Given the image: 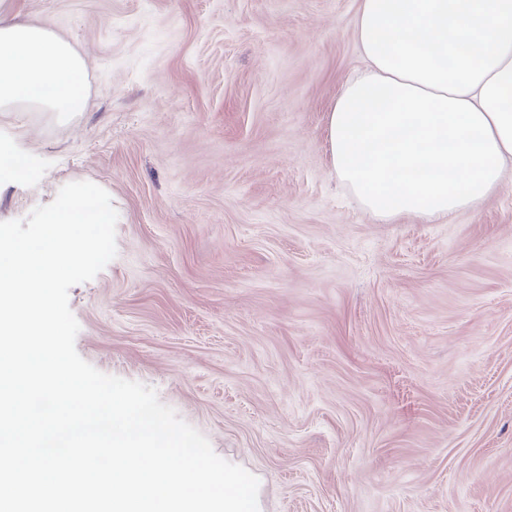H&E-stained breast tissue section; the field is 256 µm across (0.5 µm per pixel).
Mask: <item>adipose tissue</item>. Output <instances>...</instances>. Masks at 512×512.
<instances>
[{
  "instance_id": "1",
  "label": "adipose tissue",
  "mask_w": 512,
  "mask_h": 512,
  "mask_svg": "<svg viewBox=\"0 0 512 512\" xmlns=\"http://www.w3.org/2000/svg\"><path fill=\"white\" fill-rule=\"evenodd\" d=\"M365 63L327 116L332 167L375 217L444 220L512 162V0H360ZM86 63L42 25L0 19V112L82 111Z\"/></svg>"
}]
</instances>
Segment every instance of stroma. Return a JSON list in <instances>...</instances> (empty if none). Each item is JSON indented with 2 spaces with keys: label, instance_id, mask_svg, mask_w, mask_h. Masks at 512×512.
Segmentation results:
<instances>
[{
  "label": "stroma",
  "instance_id": "1",
  "mask_svg": "<svg viewBox=\"0 0 512 512\" xmlns=\"http://www.w3.org/2000/svg\"><path fill=\"white\" fill-rule=\"evenodd\" d=\"M359 0H0L86 60L84 111L0 112V221L108 192L79 355L153 387L259 512H512V173L440 222L372 217L327 114Z\"/></svg>",
  "mask_w": 512,
  "mask_h": 512
}]
</instances>
